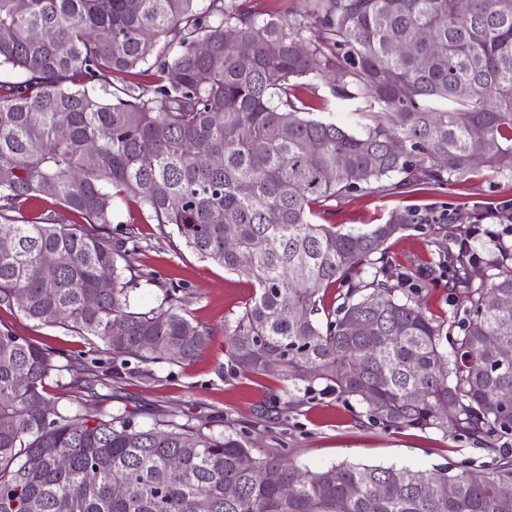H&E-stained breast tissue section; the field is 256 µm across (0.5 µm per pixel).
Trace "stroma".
<instances>
[{"label": "stroma", "instance_id": "stroma-1", "mask_svg": "<svg viewBox=\"0 0 512 512\" xmlns=\"http://www.w3.org/2000/svg\"><path fill=\"white\" fill-rule=\"evenodd\" d=\"M301 94L312 105L316 119L345 123L360 131L364 117L354 113L353 103L335 99L327 86L315 83ZM512 204V176L483 175L471 181L404 193L380 189L357 191L319 207V223L350 230L380 223L395 209L418 208L443 212L453 223L469 225L475 212H483V232L474 241L476 250L492 244L501 232L494 214ZM114 220L118 233H130L137 247L132 263L135 273L152 275L133 293L137 311L157 307L167 289L178 295L194 321L209 327V349L191 362L144 368L136 360L116 365L111 355L92 352L82 337L60 326H40L22 316L17 308L0 307V329H10L55 351L58 360H70L72 370L61 379H49L46 392L61 406L85 405L93 409L123 408L138 425H151L161 410L185 414L195 420L227 424L248 431L254 448L264 452L281 449L292 462L323 469L341 462L368 465H406L415 469L454 464L460 467L491 464L492 459L468 437L435 429H386L371 424L360 406L319 391L306 396L296 410L277 414L271 396L284 385L273 376L232 378L227 374L228 356L224 333L243 312L254 292L247 278L201 260L186 248L173 226L155 223L144 202L136 197L117 201ZM438 226L412 224L387 244L388 277L402 290L420 288L429 313L452 316L448 276L437 266L435 241ZM119 369L102 397L81 389L86 370Z\"/></svg>", "mask_w": 512, "mask_h": 512}]
</instances>
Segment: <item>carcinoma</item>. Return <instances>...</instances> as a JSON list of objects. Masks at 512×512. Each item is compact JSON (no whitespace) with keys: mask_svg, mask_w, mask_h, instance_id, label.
<instances>
[{"mask_svg":"<svg viewBox=\"0 0 512 512\" xmlns=\"http://www.w3.org/2000/svg\"><path fill=\"white\" fill-rule=\"evenodd\" d=\"M196 2L0 0V66L23 77L0 81V306L114 359L199 357L212 333L177 288L154 309L131 307L135 249L110 225L118 198L139 197L201 260L254 284L225 333L232 375L275 374L288 400L274 403L288 411L322 385L386 428L466 436L493 464L312 470L274 451L256 456L248 435L186 415L141 427L124 409L60 407L46 381L71 365L5 329L0 512H198L201 500L208 512H512V403L502 400L512 392V302L487 301L512 299V243L501 237L479 255L461 243L464 229L437 242L448 287L461 291L447 320L396 295L384 248L445 216L397 209L348 231L313 222V205L398 175L393 188L420 190L481 170L512 175V0H470L463 17L456 0H307L288 22L240 0L203 11ZM311 28L319 37L309 42ZM153 56V85L104 83ZM331 73L333 94L372 114L363 132L307 117L298 88ZM49 200L62 211L35 224L17 217ZM47 255L57 259L51 279ZM479 265L486 280L476 286ZM357 271L369 279H352ZM338 282L340 303L317 319L321 290ZM255 469L277 481L257 482Z\"/></svg>","mask_w":512,"mask_h":512,"instance_id":"1","label":"carcinoma"}]
</instances>
